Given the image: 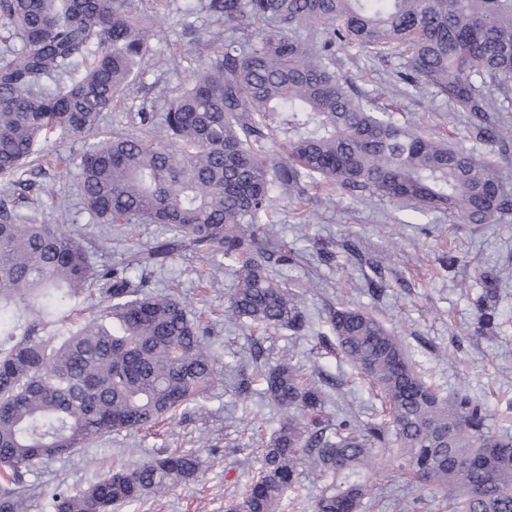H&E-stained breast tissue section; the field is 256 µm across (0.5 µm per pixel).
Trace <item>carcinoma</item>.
Returning <instances> with one entry per match:
<instances>
[{
    "instance_id": "cac0c4a2",
    "label": "carcinoma",
    "mask_w": 512,
    "mask_h": 512,
    "mask_svg": "<svg viewBox=\"0 0 512 512\" xmlns=\"http://www.w3.org/2000/svg\"><path fill=\"white\" fill-rule=\"evenodd\" d=\"M241 37L227 36L140 131L98 132L102 112L137 76L150 31L128 0H0V177L9 196L51 135L84 140L82 204L101 224H163L231 262L224 314L254 330L306 327L302 293L273 274L291 252L266 232L276 195L361 188L372 198L446 212L470 224L512 215L496 165L399 124L351 95L324 64L339 40L406 59L401 80L433 87L470 114L476 138L512 144V126L480 85L512 83V0H208ZM322 26L311 44L302 29ZM23 43L9 47L11 37ZM95 287L99 314L60 324L59 308ZM124 272L93 269L62 224L0 200V512H27L25 476L114 432L171 419L198 403L219 359L186 304L151 296ZM340 352L380 401L361 428L322 424L324 392L293 357L264 369L278 427L226 512H281L298 501L299 466L322 482L313 512H360L394 454L421 488L448 493L455 512H512V437L490 431L489 409L442 397L402 341L349 305L329 310ZM190 451L114 466L78 493L51 494V512H112L195 479Z\"/></svg>"
}]
</instances>
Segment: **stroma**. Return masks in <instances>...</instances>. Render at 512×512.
<instances>
[{
  "mask_svg": "<svg viewBox=\"0 0 512 512\" xmlns=\"http://www.w3.org/2000/svg\"><path fill=\"white\" fill-rule=\"evenodd\" d=\"M129 4L149 20L150 51L140 76L105 112V130L134 127L141 111L162 115L168 89L209 55L202 34L216 27L204 0ZM326 64L363 102L390 104L398 122L445 136L495 162L512 191V150L503 153L476 140L467 113L433 88L400 82L403 59L338 45ZM83 153L82 140L68 138L60 143L58 158L33 162L27 171L32 186L20 212L66 225L94 269L123 268L147 292L181 297L189 314L207 326L223 373L198 406L175 419L102 438L28 473L29 512H48L56 489L81 491L112 461L134 462L160 449L196 452L202 460L199 478L140 507L122 505L115 512H224L258 467L260 439L269 438L277 426V411L254 371L258 360L273 365L293 355L305 373L326 380L323 418L374 422L377 402L328 328V311L340 303L374 315L400 336L417 372L442 395L466 394L484 402L491 411L489 428L512 433V217L496 224H470L441 212L418 219L402 205L371 198L361 189L340 188L328 199H279L269 230L296 257L282 277L288 285L306 288L307 329L299 337L285 330L253 333L224 316L234 280L222 254L186 241L174 243L161 224L130 229L96 223L81 203L77 183ZM169 243L175 246L170 255L150 258V251ZM488 313L495 324L485 330L481 322ZM365 512L449 509L442 492L396 477L376 481Z\"/></svg>",
  "mask_w": 512,
  "mask_h": 512,
  "instance_id": "1",
  "label": "stroma"
}]
</instances>
